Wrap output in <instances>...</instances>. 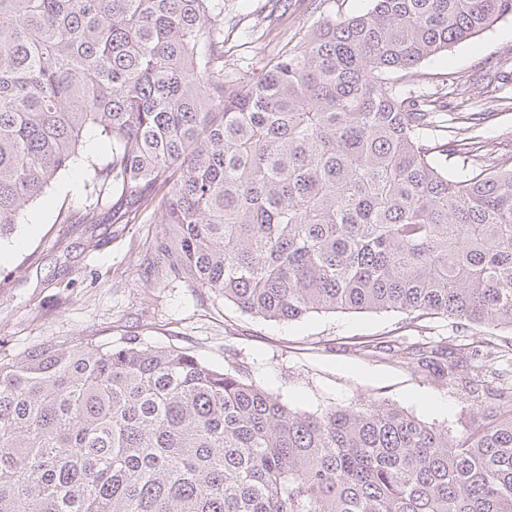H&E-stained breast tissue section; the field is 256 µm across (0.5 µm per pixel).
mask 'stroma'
Instances as JSON below:
<instances>
[{
    "mask_svg": "<svg viewBox=\"0 0 512 512\" xmlns=\"http://www.w3.org/2000/svg\"><path fill=\"white\" fill-rule=\"evenodd\" d=\"M370 0H224V59L259 74L284 44H297L319 21L365 12ZM415 93L430 97L447 77L452 112H483L485 127L501 134L499 153L512 157V20L419 64ZM111 146L96 137L82 159L59 173L43 200L29 206L11 238L0 241V346L17 354L44 341L85 337L98 342L138 335L157 345L187 349L205 364L246 366L250 377L291 406L316 411L328 404L388 403L463 435L482 421L487 395L459 391L378 346L383 337L456 345L475 366L482 337L457 333L441 318L411 319L401 312L319 313L279 322L251 317L201 288L162 283L147 266L145 241L156 222L118 224L112 197L96 198L91 163ZM96 205L100 245L85 247L82 231H68L81 207ZM447 402L430 409L423 398Z\"/></svg>",
    "mask_w": 512,
    "mask_h": 512,
    "instance_id": "1",
    "label": "stroma"
}]
</instances>
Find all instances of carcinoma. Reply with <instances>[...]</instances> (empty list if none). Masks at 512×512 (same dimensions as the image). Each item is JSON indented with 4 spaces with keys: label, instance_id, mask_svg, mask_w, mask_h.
Masks as SVG:
<instances>
[{
    "label": "carcinoma",
    "instance_id": "cac0c4a2",
    "mask_svg": "<svg viewBox=\"0 0 512 512\" xmlns=\"http://www.w3.org/2000/svg\"><path fill=\"white\" fill-rule=\"evenodd\" d=\"M224 64V0H0V240L96 130L93 191L148 214L149 268L247 315L512 330V167L478 112L402 92L512 0H370ZM400 356L472 397L501 358ZM456 439L388 404L297 410L133 335L0 355V512H512V384Z\"/></svg>",
    "mask_w": 512,
    "mask_h": 512
}]
</instances>
